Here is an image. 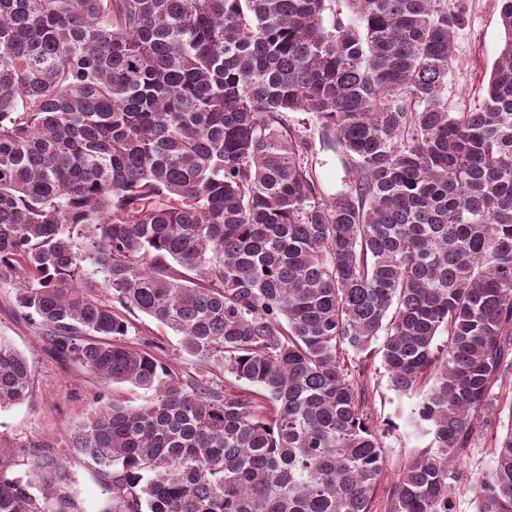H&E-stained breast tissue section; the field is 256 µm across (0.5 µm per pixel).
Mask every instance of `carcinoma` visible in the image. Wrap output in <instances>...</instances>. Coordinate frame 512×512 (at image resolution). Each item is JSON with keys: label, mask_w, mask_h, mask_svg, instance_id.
<instances>
[{"label": "carcinoma", "mask_w": 512, "mask_h": 512, "mask_svg": "<svg viewBox=\"0 0 512 512\" xmlns=\"http://www.w3.org/2000/svg\"><path fill=\"white\" fill-rule=\"evenodd\" d=\"M482 106L448 109L459 0H0V281L50 349L112 383L70 436L112 512H376L364 369L433 384L430 450L388 512H512V400L491 467L460 470L512 370V0ZM341 157L327 195L306 130ZM139 311L260 390L228 395L127 341ZM447 335L439 345L438 336ZM0 340V408L31 389ZM28 443L37 469L66 471ZM0 469V512H54Z\"/></svg>", "instance_id": "cac0c4a2"}]
</instances>
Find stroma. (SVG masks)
I'll return each instance as SVG.
<instances>
[{"mask_svg": "<svg viewBox=\"0 0 512 512\" xmlns=\"http://www.w3.org/2000/svg\"><path fill=\"white\" fill-rule=\"evenodd\" d=\"M467 26L453 44V76L448 85V105L454 112H469L483 103L492 66L504 43L495 0H463ZM130 320L139 328L135 341L177 366L184 377L207 372L223 380V371H209L195 358L180 352L179 338L134 311ZM0 339L24 352L32 364V392L23 404L0 409V437L9 447L0 454L8 474L25 476L33 466L21 451L32 440L49 442L50 456L59 461L72 482L54 484V506L58 512H110V478L100 475L88 460L74 454L69 437L95 407L94 399L104 394L126 405L143 403L148 394L129 384H110L84 368L52 354L45 334L15 305L11 283L0 282ZM349 369H363L368 381L370 414L384 430L386 450L384 476L375 493L378 506H385L392 483L414 457L426 451L429 437L417 435L411 425L413 413L426 389L418 387L403 395L392 390L378 357L358 359L347 353Z\"/></svg>", "mask_w": 512, "mask_h": 512, "instance_id": "35a3bbf8", "label": "stroma"}]
</instances>
